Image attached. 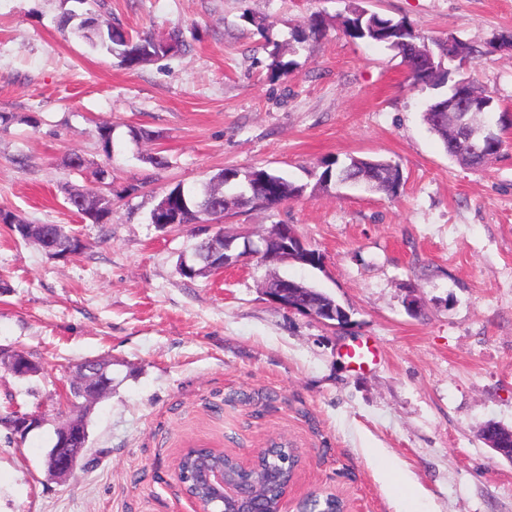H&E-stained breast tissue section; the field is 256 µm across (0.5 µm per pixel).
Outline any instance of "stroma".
Segmentation results:
<instances>
[{"mask_svg":"<svg viewBox=\"0 0 512 512\" xmlns=\"http://www.w3.org/2000/svg\"><path fill=\"white\" fill-rule=\"evenodd\" d=\"M355 5L442 39L512 32V0H0V209L86 243L57 259L0 223V347L42 367H0V408L45 417L21 444L0 428V512H192L175 478L184 448L247 457L272 439L301 454L286 512L312 494L351 512H512V462L481 438L489 422L512 428V136L484 168L449 157L423 120L432 90L386 46L346 35ZM314 12L323 36L292 45ZM89 13L157 40L179 25L188 46L129 71L61 32ZM275 51L289 64L277 75ZM478 70L512 111V51ZM139 128L154 140H135ZM351 156L398 164V197L318 186L323 160ZM103 164L112 216L93 224L66 197ZM227 167L305 192L224 229L295 225L321 267L179 274L193 227L160 230L150 213L170 187ZM274 275L331 295L349 324L278 309L261 290ZM360 342L376 351L365 370L345 355ZM93 358L111 361L112 393L90 414L80 466L56 480L44 459L58 403Z\"/></svg>","mask_w":512,"mask_h":512,"instance_id":"obj_1","label":"stroma"}]
</instances>
